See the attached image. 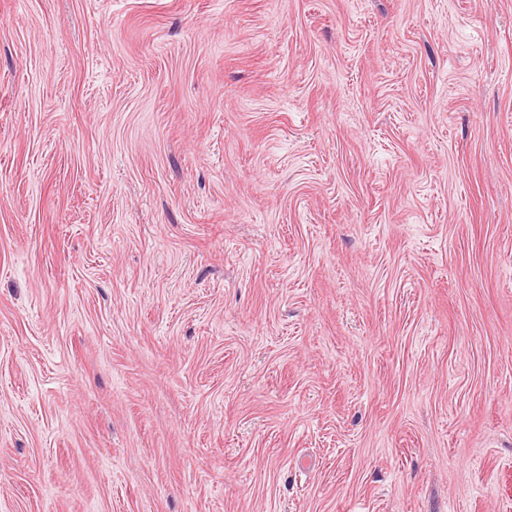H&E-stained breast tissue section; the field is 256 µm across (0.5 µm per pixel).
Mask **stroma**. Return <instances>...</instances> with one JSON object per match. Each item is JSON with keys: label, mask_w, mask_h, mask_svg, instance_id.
<instances>
[{"label": "stroma", "mask_w": 512, "mask_h": 512, "mask_svg": "<svg viewBox=\"0 0 512 512\" xmlns=\"http://www.w3.org/2000/svg\"><path fill=\"white\" fill-rule=\"evenodd\" d=\"M0 512H512V0H0Z\"/></svg>", "instance_id": "35a3bbf8"}]
</instances>
